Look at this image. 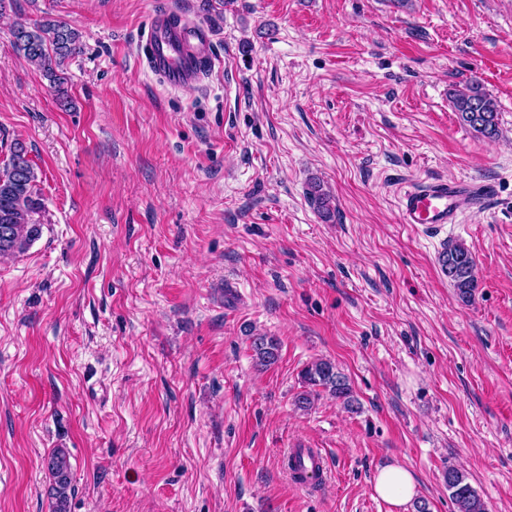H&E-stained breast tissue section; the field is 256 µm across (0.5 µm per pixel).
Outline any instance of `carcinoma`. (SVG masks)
I'll return each mask as SVG.
<instances>
[{
	"mask_svg": "<svg viewBox=\"0 0 512 512\" xmlns=\"http://www.w3.org/2000/svg\"><path fill=\"white\" fill-rule=\"evenodd\" d=\"M79 35L57 21H40L34 24L18 22L12 32V50L27 60L41 66L50 86L62 101L68 97L62 78L55 67L77 48ZM454 112L461 125L468 127L476 136L494 140L499 135L498 110L495 101L484 91L477 80L467 84L451 96ZM42 210L37 194V173L27 158V150L19 143L10 148L9 161L0 169V226L7 225V235H0V257L25 252L41 234V224L36 218ZM439 262L448 276L459 299L471 301L478 282L476 263L470 250L462 245H452L441 253ZM252 348L257 365L268 367L278 357V342L267 336L252 338ZM307 390L297 398L306 408L311 404L313 389L321 387L348 407L355 399L347 378L329 360H318L307 367L302 375ZM48 469L52 476L49 496L52 512H68L69 497L74 493L72 467L66 452L59 448L50 457ZM445 482L451 500L458 512H487L477 491L460 470L450 467Z\"/></svg>",
	"mask_w": 512,
	"mask_h": 512,
	"instance_id": "cac0c4a2",
	"label": "carcinoma"
}]
</instances>
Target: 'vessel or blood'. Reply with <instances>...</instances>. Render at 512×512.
Returning a JSON list of instances; mask_svg holds the SVG:
<instances>
[{
  "mask_svg": "<svg viewBox=\"0 0 512 512\" xmlns=\"http://www.w3.org/2000/svg\"><path fill=\"white\" fill-rule=\"evenodd\" d=\"M206 35L204 28L186 21L174 23L169 13L155 15L143 35L144 53L149 68L172 88L199 83L205 63L197 54L196 41ZM491 188L456 180H433L406 188L399 197L401 223L425 232L441 230L457 223L464 212L483 210ZM295 467L304 476H312L323 465L321 455L311 448L293 452Z\"/></svg>",
  "mask_w": 512,
  "mask_h": 512,
  "instance_id": "b4317fda",
  "label": "vessel or blood"
}]
</instances>
